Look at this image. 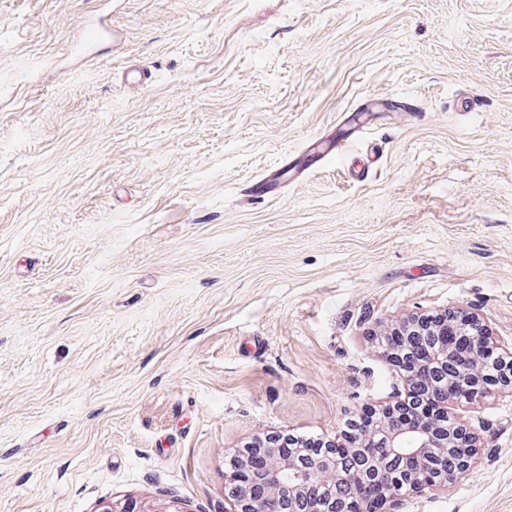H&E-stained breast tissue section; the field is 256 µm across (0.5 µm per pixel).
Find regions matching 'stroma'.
<instances>
[{
  "label": "stroma",
  "instance_id": "35a3bbf8",
  "mask_svg": "<svg viewBox=\"0 0 512 512\" xmlns=\"http://www.w3.org/2000/svg\"><path fill=\"white\" fill-rule=\"evenodd\" d=\"M451 307L512 350V0H0V512H224L228 456L341 436ZM452 411L473 465L395 512H512V389Z\"/></svg>",
  "mask_w": 512,
  "mask_h": 512
}]
</instances>
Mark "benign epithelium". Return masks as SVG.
<instances>
[{
    "instance_id": "1",
    "label": "benign epithelium",
    "mask_w": 512,
    "mask_h": 512,
    "mask_svg": "<svg viewBox=\"0 0 512 512\" xmlns=\"http://www.w3.org/2000/svg\"><path fill=\"white\" fill-rule=\"evenodd\" d=\"M455 319L454 332L439 326L436 314H412L391 326L390 331L401 337L404 344L412 347L436 343L434 363L448 375V381L437 385L428 376L421 364H416L413 373L422 383L443 393L465 388L467 400L475 401L490 390V387L512 386V356L498 355V371L484 376L480 371V357L497 352L498 347L490 336L487 324L476 314L457 309L452 311ZM390 406L375 414L366 432L348 443H334L338 451H324L311 460L285 457L277 448L264 449L261 459L253 462L256 476L250 483L238 488L234 497L227 498L229 512H336V503L331 502L318 511L310 508V498L316 496L314 487L348 485L359 487L363 483L385 486L387 494L379 497L372 512H386V504L393 494L392 480L399 473L401 464L429 462L437 466L452 464L451 470H464L471 464L476 448V438L466 431L458 439L456 423L437 431L425 424L417 430L418 443L413 448L404 447L409 427L388 417ZM384 448L360 470L355 469L354 460L346 458L353 453L357 457L367 448ZM98 512H158L147 504L131 500H116L102 503Z\"/></svg>"
}]
</instances>
